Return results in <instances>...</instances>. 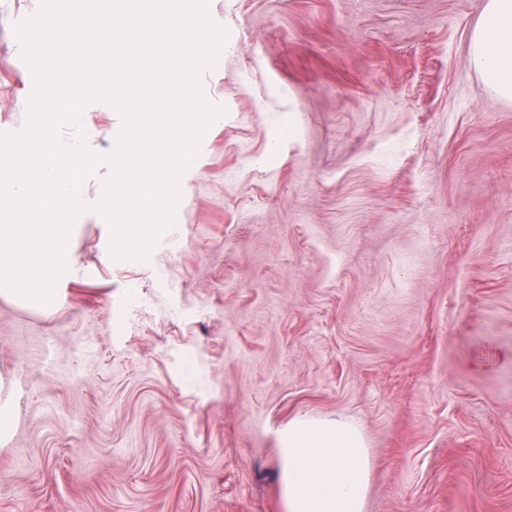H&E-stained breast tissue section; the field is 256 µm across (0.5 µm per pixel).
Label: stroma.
Here are the masks:
<instances>
[{"instance_id": "stroma-1", "label": "stroma", "mask_w": 512, "mask_h": 512, "mask_svg": "<svg viewBox=\"0 0 512 512\" xmlns=\"http://www.w3.org/2000/svg\"><path fill=\"white\" fill-rule=\"evenodd\" d=\"M485 0H208L227 31L173 220L103 215L42 310L0 297V512H282L289 421L344 420L364 512H512V100L470 54ZM0 0V134L27 125ZM110 104L79 126L108 151Z\"/></svg>"}]
</instances>
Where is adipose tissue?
<instances>
[{"label": "adipose tissue", "mask_w": 512, "mask_h": 512, "mask_svg": "<svg viewBox=\"0 0 512 512\" xmlns=\"http://www.w3.org/2000/svg\"><path fill=\"white\" fill-rule=\"evenodd\" d=\"M470 51L485 84L512 100V0H486ZM279 470L283 512H364L372 462L346 422L289 423Z\"/></svg>", "instance_id": "ef3b65f1"}]
</instances>
